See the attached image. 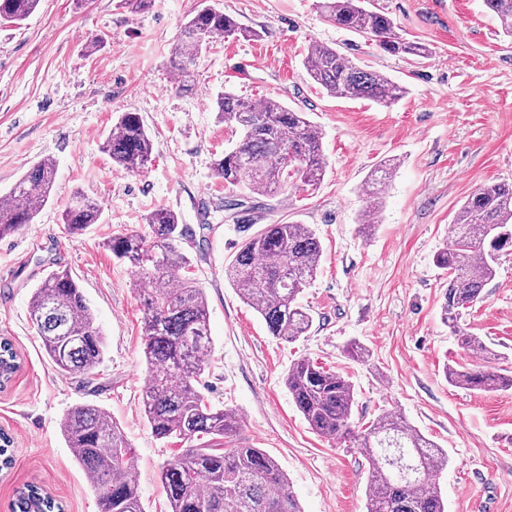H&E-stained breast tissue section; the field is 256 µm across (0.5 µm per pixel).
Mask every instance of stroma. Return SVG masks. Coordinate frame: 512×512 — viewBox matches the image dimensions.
Here are the masks:
<instances>
[{"label": "stroma", "instance_id": "stroma-1", "mask_svg": "<svg viewBox=\"0 0 512 512\" xmlns=\"http://www.w3.org/2000/svg\"><path fill=\"white\" fill-rule=\"evenodd\" d=\"M215 2L260 36L218 39L184 91L169 53L200 0H155L144 15L121 0H89L81 10L72 0H40L21 23L0 25V194L39 160L57 164L51 201L0 239V337L20 363L0 389V430L13 439L12 464L0 471V512L28 485L51 493L64 512H99L59 431L80 403L103 406L122 428L146 512H169L160 471L180 446L157 439L140 407L147 284L105 247L115 235L145 231L144 217L157 207L180 215L182 246L208 301L212 348L200 388L213 406L239 413L237 442L276 459L302 512H365L368 476L357 449L319 436L297 409L285 378L304 358L352 381L354 420L397 410L447 452L438 479L447 512H512V390L470 391L446 380V366L482 362L442 321L448 276L434 262L463 202L484 184L512 182V39L483 0H370L403 38L429 47L421 60L336 27L319 0ZM94 35L104 43L90 54ZM315 40L406 95L383 106L327 94L304 69ZM223 91L308 114L323 132L327 162L315 192L294 183L272 198L225 189L213 161L238 137L214 111ZM124 112L138 113L152 135V161L137 174L113 169L100 149ZM390 159L396 168L379 189L375 226L362 233L366 180ZM78 192L98 200L103 216L70 237L61 213ZM229 196L237 201L231 210ZM286 222L310 225L323 247L299 297L312 327L291 343L271 336L224 278L245 240ZM58 268L79 284L106 340L87 381L57 371L29 318L33 288ZM460 324L493 350L489 369L512 372V253L500 256ZM353 341L369 349L368 361L347 356Z\"/></svg>", "mask_w": 512, "mask_h": 512}]
</instances>
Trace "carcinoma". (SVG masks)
<instances>
[{
  "label": "carcinoma",
  "mask_w": 512,
  "mask_h": 512,
  "mask_svg": "<svg viewBox=\"0 0 512 512\" xmlns=\"http://www.w3.org/2000/svg\"><path fill=\"white\" fill-rule=\"evenodd\" d=\"M40 0H0V20L19 23ZM505 36L512 38V0H484ZM320 8L337 27L375 40L391 55L426 59L429 49L404 40L386 14L363 6V0H321ZM222 36L245 40L259 33L201 0V8L181 28L170 51V67L186 77ZM305 69L310 81L329 94L392 104L405 95L387 76L365 71L335 48L309 45ZM219 119L239 132L235 147L214 160L213 171L224 187L241 185L272 197L292 178L313 190L326 174L322 133L306 113L267 98L253 102L232 93L217 95ZM153 141L140 115L123 113L102 143L112 165L137 173L151 161ZM56 164L35 163L0 196V238L23 229L49 202ZM102 217L101 204L76 193L62 214L67 235H81ZM149 233L120 234L107 242L112 255L138 269L148 282L143 297V355L147 384L142 412L159 439L174 438L186 448L160 473L170 512H302L287 475L259 448H223L239 419L216 408L198 389L211 351L205 293L189 276L191 259L181 248L187 231L173 211L158 207L145 217ZM512 251V184L479 188L456 213L450 244L440 250L436 266L448 273L443 319L462 347L479 357L491 354L477 336L458 326L462 311L480 298L494 278L498 257ZM322 246L306 224H268L248 238L224 273L244 301L264 320L271 335L294 341L308 333L312 317L298 298L316 277ZM31 320L56 368L88 376L101 363L105 339L81 288L65 271H55L33 289ZM18 369L12 343L0 341V379ZM454 386L475 391L512 389V377L480 367L445 368ZM294 402L319 435L348 439L368 463L366 512H446L436 472L448 466V454L395 410L386 409L363 429L354 422L352 382L314 361L297 362L285 378ZM68 447L90 478L100 512H144L137 488V464L120 426L101 406L76 405L60 422ZM14 512H59L61 506L35 486L17 494Z\"/></svg>",
  "instance_id": "obj_1"
}]
</instances>
